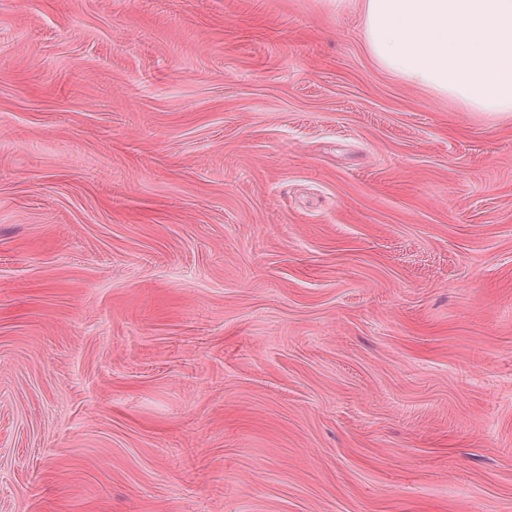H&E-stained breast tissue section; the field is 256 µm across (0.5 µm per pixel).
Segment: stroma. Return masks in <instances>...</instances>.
Here are the masks:
<instances>
[{"label":"stroma","mask_w":512,"mask_h":512,"mask_svg":"<svg viewBox=\"0 0 512 512\" xmlns=\"http://www.w3.org/2000/svg\"><path fill=\"white\" fill-rule=\"evenodd\" d=\"M363 0H0V512H512V112Z\"/></svg>","instance_id":"35a3bbf8"}]
</instances>
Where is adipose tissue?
Listing matches in <instances>:
<instances>
[{
    "instance_id": "ef3b65f1",
    "label": "adipose tissue",
    "mask_w": 512,
    "mask_h": 512,
    "mask_svg": "<svg viewBox=\"0 0 512 512\" xmlns=\"http://www.w3.org/2000/svg\"><path fill=\"white\" fill-rule=\"evenodd\" d=\"M364 31L387 71L471 108L512 112V0H365Z\"/></svg>"
}]
</instances>
